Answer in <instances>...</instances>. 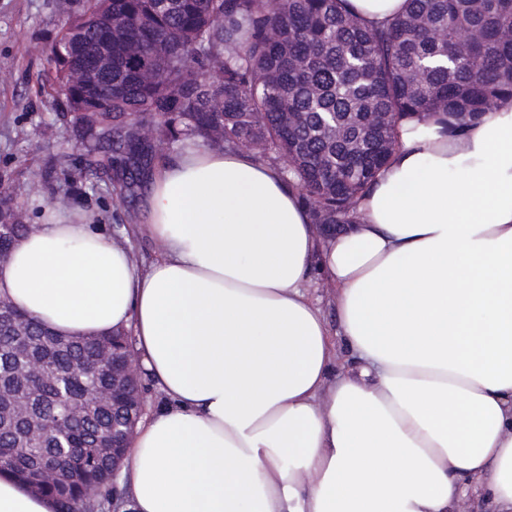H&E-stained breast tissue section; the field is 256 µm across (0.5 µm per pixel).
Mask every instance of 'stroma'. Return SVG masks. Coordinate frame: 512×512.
<instances>
[{
  "mask_svg": "<svg viewBox=\"0 0 512 512\" xmlns=\"http://www.w3.org/2000/svg\"><path fill=\"white\" fill-rule=\"evenodd\" d=\"M82 0H0V193L10 194L23 223H36L39 203L81 207L105 234L129 241L133 257L151 263L156 254L139 232L147 221V191L118 201L111 184L81 176V150L71 136L63 107L43 80L48 54ZM44 176L31 180L30 173ZM77 173L64 185V171Z\"/></svg>",
  "mask_w": 512,
  "mask_h": 512,
  "instance_id": "stroma-1",
  "label": "stroma"
}]
</instances>
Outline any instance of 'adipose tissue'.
Segmentation results:
<instances>
[{"instance_id": "adipose-tissue-1", "label": "adipose tissue", "mask_w": 512, "mask_h": 512, "mask_svg": "<svg viewBox=\"0 0 512 512\" xmlns=\"http://www.w3.org/2000/svg\"><path fill=\"white\" fill-rule=\"evenodd\" d=\"M358 213L318 231L276 168L193 144L150 181L147 268L56 204L17 239L0 299L66 338L133 330L166 397L121 512H512V99L405 122ZM0 512L59 506L0 473ZM304 290L314 302L318 303L323 308L329 320L332 321V317L335 316L331 306L333 289L325 274L318 267L313 269L311 276L305 284Z\"/></svg>"}]
</instances>
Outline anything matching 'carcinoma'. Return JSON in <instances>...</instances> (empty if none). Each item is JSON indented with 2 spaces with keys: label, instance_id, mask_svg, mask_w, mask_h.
Wrapping results in <instances>:
<instances>
[{
  "label": "carcinoma",
  "instance_id": "carcinoma-1",
  "mask_svg": "<svg viewBox=\"0 0 512 512\" xmlns=\"http://www.w3.org/2000/svg\"><path fill=\"white\" fill-rule=\"evenodd\" d=\"M346 0H83L51 49L46 84L72 117L85 168L112 180L124 196L166 161L134 142L139 120L156 136L226 150L244 139L259 161L281 160V175L310 202L314 224L357 223V201L400 146L405 121H434L452 133L480 122L512 99V0H407L404 12L368 27ZM112 13V99L70 85L69 69L99 44L97 18ZM473 33L458 49L460 34ZM293 113L287 123L283 113ZM381 112L385 121L365 122ZM21 224L9 196L0 198V251ZM18 338L0 330V402L22 400L43 431L3 421L0 456L11 476L64 512L112 506V451L96 435L137 413L131 392L118 406L96 403L112 391V365L87 375L79 365L98 356L95 340H65L28 313ZM41 363L22 381L19 366ZM66 403L59 401V395ZM76 479L33 486L39 467L59 453Z\"/></svg>",
  "mask_w": 512,
  "mask_h": 512
}]
</instances>
